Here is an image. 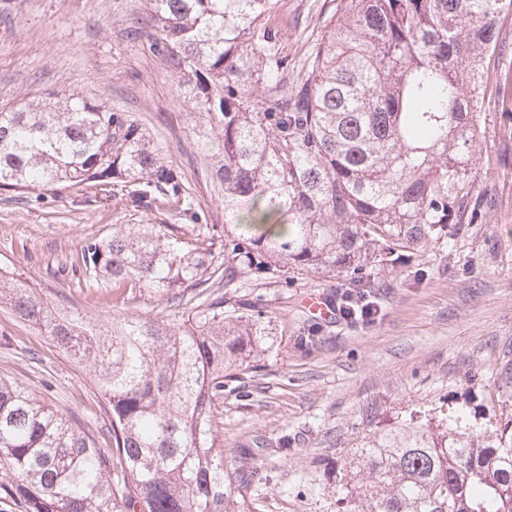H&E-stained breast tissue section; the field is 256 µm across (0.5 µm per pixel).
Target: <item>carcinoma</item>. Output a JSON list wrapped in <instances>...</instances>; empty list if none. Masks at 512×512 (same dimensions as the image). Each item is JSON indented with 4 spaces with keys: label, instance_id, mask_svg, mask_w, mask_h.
Masks as SVG:
<instances>
[{
    "label": "carcinoma",
    "instance_id": "carcinoma-1",
    "mask_svg": "<svg viewBox=\"0 0 512 512\" xmlns=\"http://www.w3.org/2000/svg\"><path fill=\"white\" fill-rule=\"evenodd\" d=\"M343 15L288 87L264 23L275 0H146L152 46L179 71L224 182V266L179 224H123L81 251L85 281L180 306L181 320L90 321L0 267V303L86 364L110 413L101 448L81 421L0 377V496L24 512H250L215 445L217 401L260 355L265 310L231 296L275 265L337 272L370 299L383 273L482 221L476 121L512 0H343ZM123 184L135 208L181 201V174L134 123L75 94L0 112V188ZM342 469L348 512H512V419L448 415L369 430Z\"/></svg>",
    "mask_w": 512,
    "mask_h": 512
}]
</instances>
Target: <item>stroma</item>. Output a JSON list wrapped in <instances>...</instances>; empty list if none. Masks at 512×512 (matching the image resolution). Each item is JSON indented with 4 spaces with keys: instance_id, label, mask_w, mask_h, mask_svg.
Wrapping results in <instances>:
<instances>
[{
    "instance_id": "35a3bbf8",
    "label": "stroma",
    "mask_w": 512,
    "mask_h": 512,
    "mask_svg": "<svg viewBox=\"0 0 512 512\" xmlns=\"http://www.w3.org/2000/svg\"><path fill=\"white\" fill-rule=\"evenodd\" d=\"M340 0H278L268 18L289 66H301L330 32ZM144 0H0V112L50 92L74 93L139 124L162 160L182 173L192 210L158 201L130 207L110 183L0 190V266L15 269L54 303L89 319L117 314L181 318L146 292L87 287L76 273L87 242L121 224H180L203 234L224 261V188L212 173L197 118L165 57L138 30ZM512 94L486 100L477 121L476 192H490L485 223L431 247L385 275L373 322L311 318L303 296L337 301L343 277L268 270L240 294L260 299L269 336L254 368L226 386L216 410L224 464L252 472V512H338L339 469L369 430L440 403L470 424L512 418ZM0 375L73 413L89 430L105 418L88 368L0 304Z\"/></svg>"
}]
</instances>
